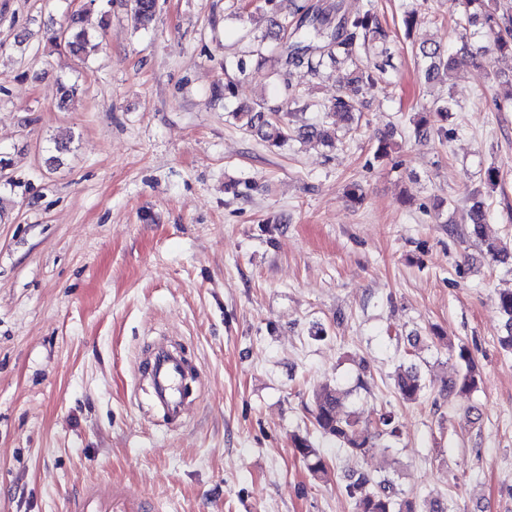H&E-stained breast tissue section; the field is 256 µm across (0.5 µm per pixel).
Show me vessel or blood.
<instances>
[{"instance_id":"1","label":"vessel or blood","mask_w":512,"mask_h":512,"mask_svg":"<svg viewBox=\"0 0 512 512\" xmlns=\"http://www.w3.org/2000/svg\"><path fill=\"white\" fill-rule=\"evenodd\" d=\"M186 364L176 353L157 349L146 364L140 365L141 376L153 384L154 403L171 419L179 421L184 413V404L178 395Z\"/></svg>"}]
</instances>
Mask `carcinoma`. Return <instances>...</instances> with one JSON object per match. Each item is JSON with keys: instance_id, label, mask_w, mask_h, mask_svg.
<instances>
[{"instance_id": "1", "label": "carcinoma", "mask_w": 512, "mask_h": 512, "mask_svg": "<svg viewBox=\"0 0 512 512\" xmlns=\"http://www.w3.org/2000/svg\"><path fill=\"white\" fill-rule=\"evenodd\" d=\"M492 2L495 8L489 9L485 0H454L455 24L465 30L472 29L476 34L490 36L487 44L476 48L475 57L486 58L494 52L512 54V0L506 4L501 0ZM130 10L136 22L146 26L155 16L157 0H131ZM310 14L311 9L296 5L289 16L276 21L277 31L273 32V37L288 32L290 17L294 18L293 33L296 35L294 42L281 46L277 63L284 70L305 67L315 75L329 64H345L352 68L350 77L339 87L336 96L322 105L325 119L317 125L299 127V135L317 137L332 146L338 140L336 118H349L359 111L364 87L389 81L390 31L383 26L373 0H367V9L356 15L346 12L342 0H336L331 9L320 11L314 20L309 18ZM421 20L420 4L413 2L405 7L402 23L406 31H411ZM47 38L74 57L85 55L90 44V35L78 13L70 17L65 29H47ZM418 57L426 63L424 75L428 81L440 73L448 78L454 69V55L439 45L420 46ZM448 110V101L436 98L427 107V112L419 116L417 125L430 123L428 117L431 115L444 120ZM279 111V106L262 103L255 109L235 113V118L243 121L247 129L260 134L270 145L281 147L290 134L287 127L271 118ZM470 219L469 238L496 262L512 267V244L491 240L487 236V215L482 202H473ZM494 304L504 322L505 335L500 338V344L504 350L511 351L512 291L497 293ZM448 347L455 349L460 366L457 378L448 384V392L468 393L477 387L480 380L472 355L462 344L456 347L450 343ZM395 388L402 400L415 401L421 396L424 385L419 372L410 367L397 373ZM346 398L347 392L337 386L325 383L319 387L312 411L313 425L319 432L333 438L353 457H364L380 448L378 441L382 439L397 438L398 425L393 412L386 411L375 423H367L354 413L345 411ZM293 445L313 476L322 478L327 475L324 456L308 438L296 435ZM345 492L353 499L355 512H446V506L440 500H431L422 506L417 500L404 496L395 480L387 475L377 478L361 472L345 486Z\"/></svg>"}]
</instances>
